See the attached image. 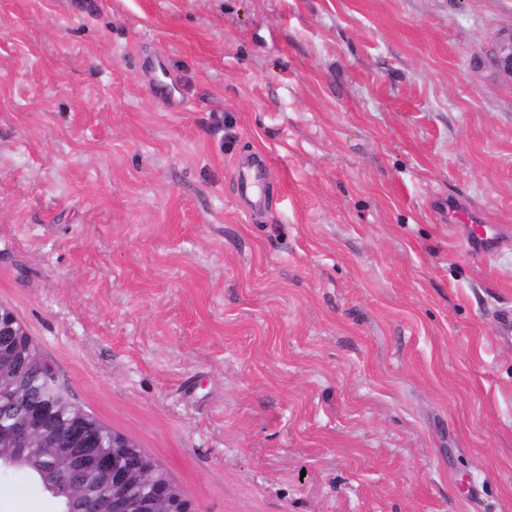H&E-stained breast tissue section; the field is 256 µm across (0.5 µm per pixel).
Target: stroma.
<instances>
[{
  "instance_id": "stroma-1",
  "label": "stroma",
  "mask_w": 512,
  "mask_h": 512,
  "mask_svg": "<svg viewBox=\"0 0 512 512\" xmlns=\"http://www.w3.org/2000/svg\"><path fill=\"white\" fill-rule=\"evenodd\" d=\"M71 2L0 0V305L72 400L193 512H512V242L444 221L512 228V0ZM480 218L468 211L461 202L448 200V224H463L467 232L468 253L485 256L499 250L509 236L503 226L484 224Z\"/></svg>"
}]
</instances>
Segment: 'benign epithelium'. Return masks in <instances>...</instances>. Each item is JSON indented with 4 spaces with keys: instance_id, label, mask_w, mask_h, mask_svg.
Segmentation results:
<instances>
[{
    "instance_id": "benign-epithelium-1",
    "label": "benign epithelium",
    "mask_w": 512,
    "mask_h": 512,
    "mask_svg": "<svg viewBox=\"0 0 512 512\" xmlns=\"http://www.w3.org/2000/svg\"><path fill=\"white\" fill-rule=\"evenodd\" d=\"M496 61L512 70V34L498 41ZM47 370L35 344L12 311L0 306V472H29L62 512H192L185 493L141 446L124 436L100 448L97 420L72 400L67 421L49 424L29 378ZM92 474L104 497L85 492Z\"/></svg>"
}]
</instances>
